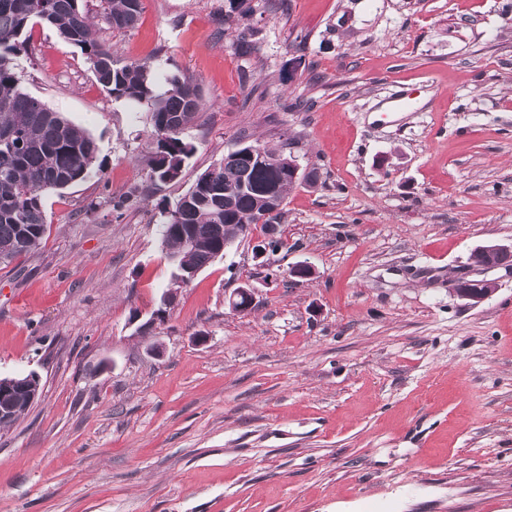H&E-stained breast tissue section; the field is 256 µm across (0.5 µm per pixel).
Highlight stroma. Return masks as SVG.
<instances>
[{
  "label": "stroma",
  "mask_w": 512,
  "mask_h": 512,
  "mask_svg": "<svg viewBox=\"0 0 512 512\" xmlns=\"http://www.w3.org/2000/svg\"><path fill=\"white\" fill-rule=\"evenodd\" d=\"M143 0L120 59L202 95L178 181H145L148 104L109 95L42 24L22 88L95 140L101 177L42 198V247L0 270V375L40 395L0 428V512H512V0ZM410 90L409 108L394 107ZM316 184L177 288L161 212L242 144ZM313 267L310 278L289 266ZM489 280L475 303L456 288ZM250 284L247 313L224 303Z\"/></svg>",
  "instance_id": "stroma-1"
}]
</instances>
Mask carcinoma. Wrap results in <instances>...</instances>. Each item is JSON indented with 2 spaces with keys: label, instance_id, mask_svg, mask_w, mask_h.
<instances>
[{
  "label": "carcinoma",
  "instance_id": "obj_1",
  "mask_svg": "<svg viewBox=\"0 0 512 512\" xmlns=\"http://www.w3.org/2000/svg\"><path fill=\"white\" fill-rule=\"evenodd\" d=\"M84 0H0V266H9L43 244L46 214L42 194L61 190L98 174L94 139L41 100L23 90L14 57L25 47L29 24L44 23L66 43L86 55L102 88L117 99L146 102L153 118L151 148L146 159L150 185L177 180L194 145L184 137L197 119L201 96L190 79H168L155 92L156 76L146 62L123 63L97 35ZM100 16L117 31L132 30L143 0H99ZM260 30L243 29L237 47L251 53ZM261 154L228 155L202 173L183 195L163 211V243L173 259L175 287L224 256V241L241 224H279L288 191L298 179L288 170L284 146H259ZM146 188L131 187L110 200L121 216ZM192 233L194 242L184 243Z\"/></svg>",
  "mask_w": 512,
  "mask_h": 512
}]
</instances>
